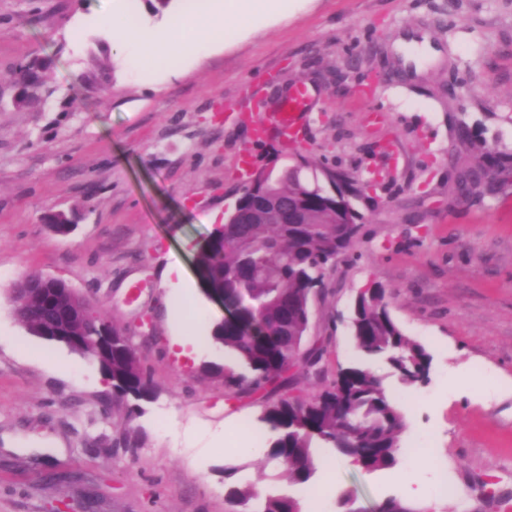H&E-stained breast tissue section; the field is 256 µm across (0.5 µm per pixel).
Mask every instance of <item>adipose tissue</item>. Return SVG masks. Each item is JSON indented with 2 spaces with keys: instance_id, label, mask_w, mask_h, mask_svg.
<instances>
[{
  "instance_id": "ef3b65f1",
  "label": "adipose tissue",
  "mask_w": 512,
  "mask_h": 512,
  "mask_svg": "<svg viewBox=\"0 0 512 512\" xmlns=\"http://www.w3.org/2000/svg\"><path fill=\"white\" fill-rule=\"evenodd\" d=\"M299 0H223L204 15L171 13L156 27L128 22L123 14L102 16L104 25L117 29L120 58L134 67L170 70L174 59H193L220 47L225 36L260 31L268 22L287 19Z\"/></svg>"
}]
</instances>
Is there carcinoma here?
<instances>
[{"label":"carcinoma","instance_id":"obj_1","mask_svg":"<svg viewBox=\"0 0 512 512\" xmlns=\"http://www.w3.org/2000/svg\"><path fill=\"white\" fill-rule=\"evenodd\" d=\"M317 165H283L274 172L273 184H256L253 192L272 191L293 202L300 220L269 212L251 224H226L198 252L197 264L211 284L224 289V302L241 306L236 322L214 324L211 339L224 354L237 360L243 371L224 367L215 370L224 379V393L234 397L245 389L261 390L290 383L288 363L296 360L309 324L312 291L323 288L325 272L336 256L354 243L353 198L362 195L350 175L332 171L330 185L306 171ZM485 183L474 170L462 172L461 195L481 196ZM42 287V275L30 274L11 285L16 299L26 288ZM39 301L27 303L18 320L29 333L38 335L44 323L37 315ZM85 318L68 319L56 328L63 342L67 335L90 334L99 321L95 306L83 302ZM385 288L374 283L360 291L351 304L350 329L362 360L340 369L332 383L316 395L285 397L266 406L260 422L271 433L264 447L265 462L285 470L289 483L304 490L316 465L313 444L321 443L350 457L367 471L391 468L399 462L398 436L404 417L388 396L381 379L364 363L383 358L393 375L409 388L429 380L431 355L406 336L391 315ZM324 350L312 345L303 361L308 378L325 376ZM112 380V400L137 401L154 397L151 379L127 334L112 329V361L104 370ZM238 468L224 467L230 480L226 496L237 512H301L299 499L290 495L262 493L256 484L231 481Z\"/></svg>","mask_w":512,"mask_h":512}]
</instances>
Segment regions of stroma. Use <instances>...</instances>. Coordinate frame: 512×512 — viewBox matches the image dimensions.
<instances>
[{
	"instance_id": "obj_1",
	"label": "stroma",
	"mask_w": 512,
	"mask_h": 512,
	"mask_svg": "<svg viewBox=\"0 0 512 512\" xmlns=\"http://www.w3.org/2000/svg\"><path fill=\"white\" fill-rule=\"evenodd\" d=\"M111 0H0V512H230L224 468L273 494L285 471L239 441L263 404L323 383L293 369L290 385L225 400L209 364L231 365L206 344L175 356L166 267L198 285L195 249L212 215L230 213L244 185L240 158L270 168L301 153L375 187L353 247L328 267L312 303L310 336L328 377L357 359L347 322L363 288L380 283L401 329L433 356L427 384L410 389L387 363L369 366L405 420L399 445L414 458L375 471L340 468L337 492L358 512L410 486H453L439 512H503L512 501V181L457 202V172L484 152L512 162V0H306L302 9L174 76L122 68L117 34L99 15ZM428 41L436 64H405L394 44ZM34 64L37 85L14 74ZM311 95L297 142L252 138L272 125L297 85ZM468 140H460V132ZM71 216L52 232L46 215ZM38 273L65 280L119 328L143 313L154 336L135 337L156 396L127 419L105 408L98 368L32 336L10 287Z\"/></svg>"
}]
</instances>
